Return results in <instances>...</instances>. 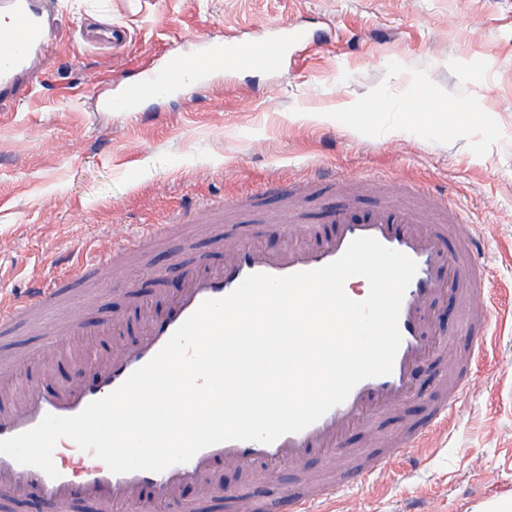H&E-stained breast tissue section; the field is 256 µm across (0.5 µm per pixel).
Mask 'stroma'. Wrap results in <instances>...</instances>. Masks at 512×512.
I'll list each match as a JSON object with an SVG mask.
<instances>
[{
  "label": "stroma",
  "instance_id": "1",
  "mask_svg": "<svg viewBox=\"0 0 512 512\" xmlns=\"http://www.w3.org/2000/svg\"><path fill=\"white\" fill-rule=\"evenodd\" d=\"M56 28L37 63L40 82L0 106V291L46 280L64 265L91 263L102 246L185 208L255 193L239 224L274 221L285 203L266 184L290 183L312 168L353 180L336 200L362 209L378 201L374 180L413 182L419 205L460 214L485 244V295L512 291V0H55ZM127 33L117 49L81 37L86 21ZM288 21L320 35L280 68L212 76L182 101L138 112H101L107 80L156 63L171 38L194 50L203 36L252 37ZM426 109L424 119L399 105ZM180 239L152 248L145 264L102 269L77 284L55 313L78 317L95 348L128 345L139 330L136 297L175 290L146 265L168 266ZM493 348L448 431L415 454L418 469L391 459L375 481L349 488L340 512H460L466 498L512 484V315L493 319ZM423 366L401 411L353 432L351 448H373L423 418L450 366ZM320 457L283 466L276 484L260 468L216 475L225 493L286 492Z\"/></svg>",
  "mask_w": 512,
  "mask_h": 512
}]
</instances>
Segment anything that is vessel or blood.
I'll list each match as a JSON object with an SVG mask.
<instances>
[{
  "label": "vessel or blood",
  "instance_id": "b4317fda",
  "mask_svg": "<svg viewBox=\"0 0 512 512\" xmlns=\"http://www.w3.org/2000/svg\"><path fill=\"white\" fill-rule=\"evenodd\" d=\"M49 26L48 0H0V100L17 97L18 76H26L32 84L37 82L34 62L48 46ZM307 41L303 29L283 22L272 33L247 40L228 38L216 45L205 37L192 52L172 46L158 64L144 69L136 79L117 81V100H103L92 104L91 109L99 112L117 106L134 112L147 102L181 95L187 86L215 71L232 74L257 67L275 69ZM336 184L335 177L314 171L303 185L289 187L288 194L318 197ZM330 221L334 230L325 237L279 247L258 245L249 227L227 224L221 236L228 245L220 262L187 252L173 269H155L154 275L160 280L170 271H177L182 286L178 292L161 293L157 303L146 302L138 308L141 335L136 343L106 355L84 351L78 357L74 380L49 393L36 387L20 388L15 378L0 377V389L17 392L13 406L0 410V439L34 428L49 414L76 415L90 402L110 394L147 363L205 300L227 296L248 275H287L323 267L340 258L350 242L360 236L374 237L418 265L402 301L398 319L402 342L390 375L358 383L344 403L301 432L284 435L271 444L228 441L212 445L190 461L159 473H113L104 462L68 439L60 440L54 450L53 460L60 473L56 479L0 454V512H9L14 497L32 489L41 498L45 512H82L88 506L95 512H198V503L184 499L182 490L189 484H203L208 496L223 498V489L209 481L220 465L258 467L271 477L283 465L297 467L313 455L322 456L335 467L325 481L287 492L280 500L244 501L240 512H330L331 502L340 493L378 476L390 458L404 457L428 446L438 431L452 424L487 350L496 307L479 296L487 267L486 251L471 235L469 225L461 223L455 213L444 210L432 214L392 194L382 197L368 212L352 205L337 210ZM186 223L182 217L174 225H146L132 240L113 244L104 262L120 264L126 257L162 243L176 226ZM96 272L93 264L71 265L50 279L31 283L9 299L0 298V329L41 312L45 315L41 324L43 351L71 352L80 328L58 325L47 315L71 297L74 279H90ZM464 293L477 296L478 302L459 331L468 358L457 366L447 392L432 401L426 421L410 424L384 448L365 454L360 465L343 467L341 461L348 453L344 446L347 434L400 409L414 392L416 370L441 350L442 341L431 315L434 303Z\"/></svg>",
  "mask_w": 512,
  "mask_h": 512
}]
</instances>
